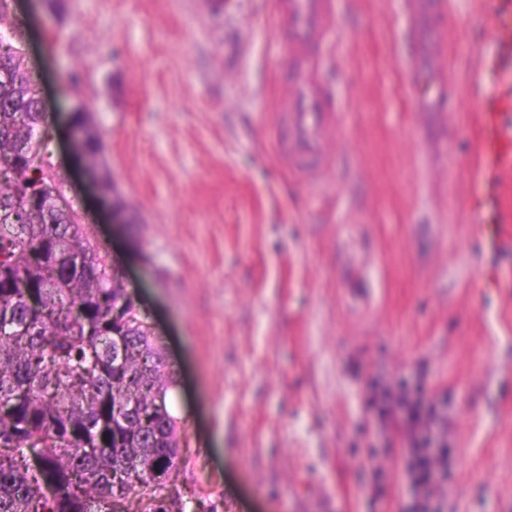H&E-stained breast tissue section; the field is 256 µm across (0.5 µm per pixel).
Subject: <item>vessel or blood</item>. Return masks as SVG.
Returning <instances> with one entry per match:
<instances>
[{
    "label": "vessel or blood",
    "instance_id": "b4317fda",
    "mask_svg": "<svg viewBox=\"0 0 512 512\" xmlns=\"http://www.w3.org/2000/svg\"><path fill=\"white\" fill-rule=\"evenodd\" d=\"M415 49L407 69L418 105L431 112H449L454 100L445 82L426 66L427 53L438 52L446 30L437 0H411ZM273 13L287 33L282 55L288 71L280 108L288 125V160L296 176L317 184L334 173L331 151L342 104L324 83V72L334 64L338 48L329 37L335 26L334 0H273ZM492 19L500 43L493 69L512 74V0H495ZM512 113V99L482 102L477 118V146L481 167L512 170V131L504 118Z\"/></svg>",
    "mask_w": 512,
    "mask_h": 512
}]
</instances>
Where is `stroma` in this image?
I'll list each match as a JSON object with an SVG mask.
<instances>
[{
    "instance_id": "stroma-1",
    "label": "stroma",
    "mask_w": 512,
    "mask_h": 512,
    "mask_svg": "<svg viewBox=\"0 0 512 512\" xmlns=\"http://www.w3.org/2000/svg\"><path fill=\"white\" fill-rule=\"evenodd\" d=\"M445 2L457 108L439 116L407 90L406 0H336L340 173L315 190L279 149L271 0H14L59 189L180 379L167 487L185 512H412L388 393L450 451L428 512L512 502V241L473 229L467 199L473 115L512 81L478 77L498 54L486 0ZM74 71L136 223H113L75 163L58 91Z\"/></svg>"
}]
</instances>
